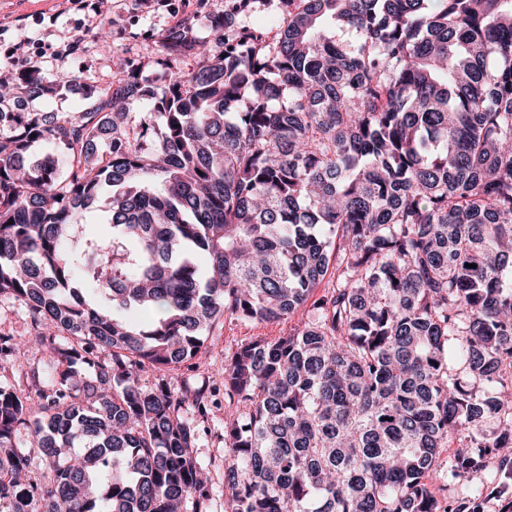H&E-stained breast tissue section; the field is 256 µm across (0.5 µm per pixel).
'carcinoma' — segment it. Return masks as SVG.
I'll list each match as a JSON object with an SVG mask.
<instances>
[{
  "label": "carcinoma",
  "mask_w": 512,
  "mask_h": 512,
  "mask_svg": "<svg viewBox=\"0 0 512 512\" xmlns=\"http://www.w3.org/2000/svg\"><path fill=\"white\" fill-rule=\"evenodd\" d=\"M195 16L160 95L131 63L92 112L0 92V295L55 350L0 384V512H200L208 400L166 373L307 304L225 360L224 512H462L435 483L512 448V0H224L212 46Z\"/></svg>",
  "instance_id": "1"
}]
</instances>
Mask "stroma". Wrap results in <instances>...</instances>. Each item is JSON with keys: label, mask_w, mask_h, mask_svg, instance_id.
<instances>
[{"label": "stroma", "mask_w": 512, "mask_h": 512, "mask_svg": "<svg viewBox=\"0 0 512 512\" xmlns=\"http://www.w3.org/2000/svg\"><path fill=\"white\" fill-rule=\"evenodd\" d=\"M95 22L69 0H0V46L23 41L30 54L54 56L49 73L76 80L90 73L111 75L134 62L142 81L160 90L169 79L159 65L158 39L181 14L191 11V0H90ZM308 308L277 323L226 319L206 341L204 353L167 375L173 387L183 384L223 386L224 359L242 344L286 335L304 324ZM15 341L34 343L39 325L14 298L0 295V333ZM212 482L207 512H224V408L213 407L208 430L196 450Z\"/></svg>", "instance_id": "35a3bbf8"}]
</instances>
